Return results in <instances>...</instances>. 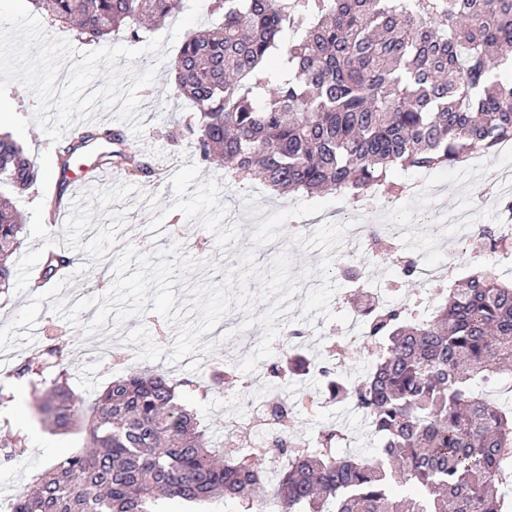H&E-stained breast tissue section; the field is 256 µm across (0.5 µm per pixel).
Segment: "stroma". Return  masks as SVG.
<instances>
[{"instance_id":"stroma-1","label":"stroma","mask_w":512,"mask_h":512,"mask_svg":"<svg viewBox=\"0 0 512 512\" xmlns=\"http://www.w3.org/2000/svg\"><path fill=\"white\" fill-rule=\"evenodd\" d=\"M180 48V43H173L160 62L150 54L131 63L123 57L118 59V66L130 64L140 72L151 64H158L156 79L140 89L141 104L135 121L124 123L116 111L99 109L88 124L122 129L127 151L150 163L152 172L142 177H129L116 171L105 180L73 189L74 206L68 222L49 223L47 211L48 185L55 175L56 157L64 144L60 141L47 144V136L38 124L28 127L24 145L39 171V179L24 194L12 198L14 206L26 219V236L12 258L15 284L9 293L0 294V393L11 398L7 406L9 420L24 417L27 447L17 461L0 465V498L16 497L34 475L46 470L61 454L81 450L86 443L83 431L61 434L44 427L37 413L38 394L32 392L28 384L18 382L15 372L25 362L45 360L48 345L61 341L74 353L85 343L82 326L92 320L95 309L82 312V325L76 328L54 313L51 304L60 298L70 303L77 297L103 296L99 283L112 267L100 260L95 248L98 237H109L116 254L130 244L148 252L167 246L161 229L176 225L183 255L216 264L215 269L196 271L189 274L186 281L174 285L177 299L184 300L188 297L189 286L199 282H222L225 269L238 266V257L246 249H254L257 263L269 265L277 255L273 244L253 246L252 232L259 221L273 212L307 198L303 192L281 194L268 190L260 181L234 177L222 164L197 160L188 130L194 118L192 107L189 101L175 94L171 75V65ZM472 178L455 166L432 170L428 194L402 198L397 212L399 222L411 223L415 212L427 208L434 199L451 209L472 208L475 223H500L498 208L473 204ZM58 245L80 256L70 288L31 290L26 271L40 261L47 248ZM416 248L420 262L428 265L440 262L443 253L452 252L457 275L461 278L486 263L480 241L460 237L452 227L433 243L420 242ZM320 284L316 276L302 282L301 292L292 298L296 310L275 321L279 328L301 326L304 331L301 352L308 358L318 356L322 348L345 329L344 323L337 319L345 308L335 302L329 305L334 320L322 317L312 323L302 320L299 305L306 298L305 291ZM125 325L129 332L121 346L137 356L136 361L125 366V373L154 366L183 381L188 407L212 445H220L224 440L225 399L238 392L234 383L211 380L210 364L228 356L239 360L253 351L262 339V326L256 323L247 327L245 333L227 332L217 338L204 334L202 342L216 345L207 361L189 355L172 364L168 357L176 338L175 327L151 312L128 319ZM68 371L71 389L87 407L94 404L98 393L115 375L108 360L85 364L75 359ZM324 386L323 379L316 374L287 370L283 388L297 404L289 435L292 439L303 440L317 435L322 428L337 426L352 437V452L374 454L378 442L370 435L361 414L346 402L332 398L324 404L313 402V394L322 391Z\"/></svg>"}]
</instances>
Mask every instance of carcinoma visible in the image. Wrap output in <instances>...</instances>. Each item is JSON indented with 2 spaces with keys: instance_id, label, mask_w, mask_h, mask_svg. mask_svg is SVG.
<instances>
[{
  "instance_id": "1",
  "label": "carcinoma",
  "mask_w": 512,
  "mask_h": 512,
  "mask_svg": "<svg viewBox=\"0 0 512 512\" xmlns=\"http://www.w3.org/2000/svg\"><path fill=\"white\" fill-rule=\"evenodd\" d=\"M54 25L76 23L91 39L173 17L184 0H30ZM211 29L187 36L172 65L178 95L196 112L203 162L256 177L279 193L340 191L359 199L398 171L451 166L512 139V0H212ZM301 32L282 42V32ZM115 144L106 161L146 171L108 128L73 129L57 158L66 170L80 143ZM38 170L0 133V183L27 191ZM24 223L0 203V288ZM487 251H503L488 224ZM76 257L48 249L37 271L50 280ZM380 341L375 367L358 381L330 382L381 441L372 457L342 454V429L304 448L271 441L286 458L277 486L251 454L210 448L165 371L120 376L86 408L58 370L30 364L16 375L43 392L40 420L83 427L88 449L33 477L14 512H156L159 501L201 507L216 495L245 512H512V409L479 389L512 371V282L494 268L458 281L422 321L393 308L366 311Z\"/></svg>"
}]
</instances>
